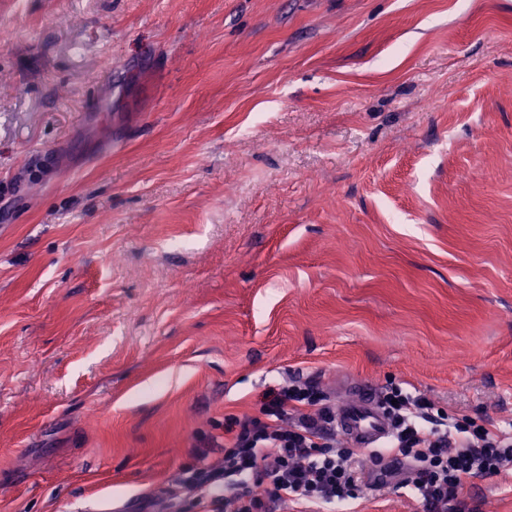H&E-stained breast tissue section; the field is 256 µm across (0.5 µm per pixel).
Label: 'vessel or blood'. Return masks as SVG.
<instances>
[{
    "label": "vessel or blood",
    "mask_w": 512,
    "mask_h": 512,
    "mask_svg": "<svg viewBox=\"0 0 512 512\" xmlns=\"http://www.w3.org/2000/svg\"><path fill=\"white\" fill-rule=\"evenodd\" d=\"M339 432L351 445L368 453L382 447L394 432L391 418L371 388H362L340 405L334 415Z\"/></svg>",
    "instance_id": "obj_1"
}]
</instances>
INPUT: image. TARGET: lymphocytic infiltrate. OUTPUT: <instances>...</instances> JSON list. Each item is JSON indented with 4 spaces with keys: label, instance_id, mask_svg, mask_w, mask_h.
Returning a JSON list of instances; mask_svg holds the SVG:
<instances>
[{
    "label": "lymphocytic infiltrate",
    "instance_id": "obj_1",
    "mask_svg": "<svg viewBox=\"0 0 512 512\" xmlns=\"http://www.w3.org/2000/svg\"><path fill=\"white\" fill-rule=\"evenodd\" d=\"M385 398L396 424L389 447L413 463L409 483L421 512H475L461 491L470 479L512 468V435L449 422L426 396L397 387ZM331 416L313 384L268 389L259 415L225 423L220 465L201 456L184 469L170 490L173 512H184L188 491L214 512H283L295 501L311 512H334L368 495L372 486L351 450L336 445Z\"/></svg>",
    "mask_w": 512,
    "mask_h": 512
}]
</instances>
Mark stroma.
Masks as SVG:
<instances>
[{"label":"stroma","mask_w":512,"mask_h":512,"mask_svg":"<svg viewBox=\"0 0 512 512\" xmlns=\"http://www.w3.org/2000/svg\"><path fill=\"white\" fill-rule=\"evenodd\" d=\"M1 30L0 512H167L294 380L512 426V0H0Z\"/></svg>","instance_id":"35a3bbf8"}]
</instances>
